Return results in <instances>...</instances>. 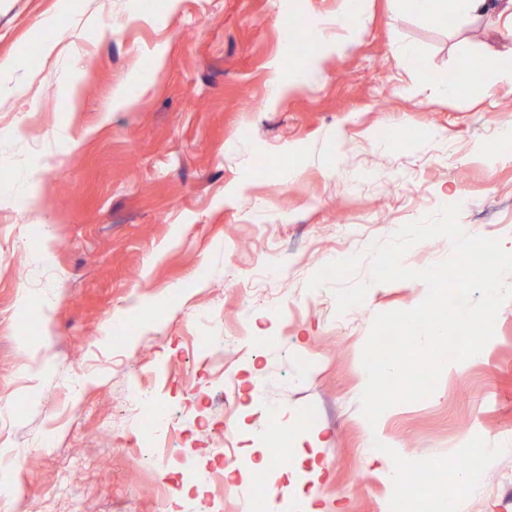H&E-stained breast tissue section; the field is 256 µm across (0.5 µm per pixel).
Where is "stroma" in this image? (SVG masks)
<instances>
[{"label":"stroma","mask_w":512,"mask_h":512,"mask_svg":"<svg viewBox=\"0 0 512 512\" xmlns=\"http://www.w3.org/2000/svg\"><path fill=\"white\" fill-rule=\"evenodd\" d=\"M339 0H0V445L26 448L25 499L0 512H238L214 455L235 431L238 488L322 512H390L369 464L479 457L462 512L512 494V298L494 336L435 392L363 416L376 314L410 310L418 280L371 283L373 242L464 198L459 223L512 245V85L439 94L455 46L505 49L496 15L427 23L367 0L362 33L309 60L286 21L332 20ZM55 41L53 52L44 44ZM289 88L270 96L275 67ZM148 83L117 102L134 78ZM30 83L27 97L10 90ZM413 136L402 139L403 131ZM360 256L362 304L307 284ZM166 468L125 424L134 389ZM224 394L198 431L188 393ZM303 436L287 473L256 479L274 440ZM496 449L494 458L481 456ZM321 466L313 475V466ZM190 493L167 500L158 485Z\"/></svg>","instance_id":"35a3bbf8"}]
</instances>
